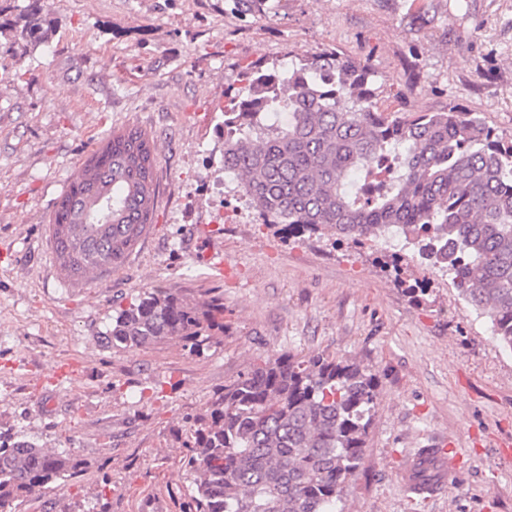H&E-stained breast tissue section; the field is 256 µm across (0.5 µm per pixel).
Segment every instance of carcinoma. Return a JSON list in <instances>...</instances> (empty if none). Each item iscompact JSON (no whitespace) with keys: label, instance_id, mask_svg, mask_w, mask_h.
Returning a JSON list of instances; mask_svg holds the SVG:
<instances>
[{"label":"carcinoma","instance_id":"1","mask_svg":"<svg viewBox=\"0 0 512 512\" xmlns=\"http://www.w3.org/2000/svg\"><path fill=\"white\" fill-rule=\"evenodd\" d=\"M32 0L14 37L38 42ZM243 72L246 94L224 96V173L263 223L336 233L354 244L395 230L432 268L453 275L493 335L512 348V139L482 119L373 109V72L337 51L288 54ZM395 156L387 174L380 156ZM156 158L136 128L114 132L81 165L50 220L61 271L73 281L120 267L152 221ZM383 177L364 195L359 180ZM224 332V297L152 288L119 309L105 336L192 350ZM378 382L359 362L321 353L260 358L194 419V473L184 512H336L359 469ZM84 462L0 432V512L73 477Z\"/></svg>","mask_w":512,"mask_h":512}]
</instances>
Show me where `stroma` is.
Instances as JSON below:
<instances>
[{"mask_svg":"<svg viewBox=\"0 0 512 512\" xmlns=\"http://www.w3.org/2000/svg\"><path fill=\"white\" fill-rule=\"evenodd\" d=\"M0 0V430L84 462L19 512H182L189 417L261 357L352 358L379 378L364 457L340 512H512V350L449 274L385 240L335 245L261 223L224 181L225 94L250 65L335 50L374 73L395 116L448 106L512 138V0H46L43 44ZM153 142L149 231L123 265L62 274L48 225L73 170L114 131ZM218 251L223 270L202 262ZM423 280L412 303L402 282ZM149 288L224 297L200 352L128 349L104 333ZM452 439L462 463L430 502L400 483L408 452Z\"/></svg>","mask_w":512,"mask_h":512,"instance_id":"obj_1","label":"stroma"}]
</instances>
